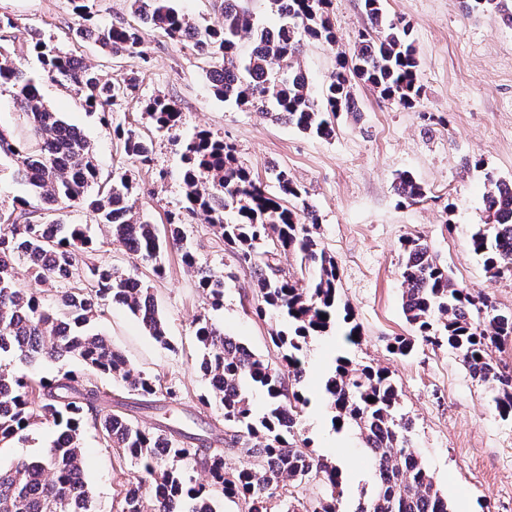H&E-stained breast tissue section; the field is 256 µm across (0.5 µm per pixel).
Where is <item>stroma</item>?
Returning <instances> with one entry per match:
<instances>
[{
    "label": "stroma",
    "mask_w": 512,
    "mask_h": 512,
    "mask_svg": "<svg viewBox=\"0 0 512 512\" xmlns=\"http://www.w3.org/2000/svg\"><path fill=\"white\" fill-rule=\"evenodd\" d=\"M387 13L410 24L418 51L423 96L405 108L382 99L370 87L356 88L358 111L341 114L332 138L317 139L251 109L217 98L205 77L208 61L188 46L159 33L149 35L150 61L133 55L111 60L91 41L75 39L83 24L69 0H0V17L13 21L0 30V42L21 52L27 71L41 64L29 50L32 31H40L60 48L97 66L103 78L129 74L141 79L143 97L164 95L183 114L184 129L206 128L232 144L242 162L260 177L271 166L287 167L305 188L319 215V237L340 266L339 296L361 327V343L346 347L341 330L311 340L305 353V392L309 406L301 417V437L319 454L339 461L347 485L346 504H353L370 485L373 469L358 434L334 431L321 380L340 351L360 364L388 368L414 422L413 445L453 512H512V418L502 419L456 355L448 349L417 345L406 358L392 355L387 343L411 335L401 311L398 275L401 242L422 236L452 270L455 280L493 297L512 310V275L486 274L481 257L467 245L474 225L484 223L483 194L487 175L512 182V27L491 15H466L464 0H386ZM335 45L305 42L301 67L313 94H320L335 71L338 55L365 26L361 0H334ZM42 95L69 123L78 126L94 146L102 171H111L124 155L100 113L87 111L73 91L46 80ZM156 169L170 171L166 182L135 171L139 189L134 209L161 221L179 209L183 194L175 172L180 158L167 134L154 138ZM407 171L424 186L427 199L411 204L399 197L395 184ZM65 219L86 226L97 256L112 260L152 287L167 319L170 348L147 335L125 307L107 306L100 331L136 368L158 376L182 391L171 411L128 407L146 426L179 420L181 428L199 435L214 448L223 435L211 431L212 415L198 409L207 384L197 363L194 321L211 316L226 334L240 338L257 354L278 362L269 340L272 322L257 317L248 302L256 292L253 273L225 252L213 229L201 221L187 226L188 244L201 263L233 272L224 290V307L212 310L195 273L179 251L163 256L165 273L114 245L90 213L63 211ZM85 480L97 512H110L126 479L114 471V457L95 431L83 437Z\"/></svg>",
    "instance_id": "obj_1"
}]
</instances>
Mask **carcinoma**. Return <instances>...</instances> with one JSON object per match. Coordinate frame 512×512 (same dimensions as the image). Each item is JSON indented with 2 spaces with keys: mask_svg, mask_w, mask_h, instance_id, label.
<instances>
[{
  "mask_svg": "<svg viewBox=\"0 0 512 512\" xmlns=\"http://www.w3.org/2000/svg\"><path fill=\"white\" fill-rule=\"evenodd\" d=\"M136 22L79 28L75 37L93 40L113 57L135 54L146 59L145 35L158 31L186 44L211 63L213 93L238 108H253L301 133L328 139L340 112L356 111L355 86L362 82L383 97L411 108L421 97L419 60L409 26L387 14L384 0H362L365 32L339 55L321 98L310 91L299 56L304 41L336 43L330 21L333 0H265L276 25L260 24L246 0H221L224 23L200 27L174 6V0H129ZM468 13L495 15L512 26V0H469ZM248 40L249 51H241ZM30 49L40 58L43 76L74 89L84 105L103 120L114 107L141 96L139 76L104 80L96 68L62 51L41 35ZM13 88L15 130H0V157L16 162V178L29 188L19 206L0 209V357L30 367L44 361L76 360L82 371L68 370L47 379L0 366V443L52 427L56 439L33 459L0 466V512H96L84 481V432H97L112 450L129 488L112 512H217L223 499L244 501L247 512H345L341 465L316 453L299 438L298 425L309 403L303 389L304 349L326 335L338 321L345 340L360 344V326L338 295L339 267L316 236L318 215L305 190L288 169L271 168L274 190H267L234 148L207 129L181 133L182 113L164 95L145 100L144 115L154 129L172 135L181 167L184 198L166 217L165 232L129 204L137 186L123 165L102 176L94 148L80 129L67 123L44 100L41 79L27 78L15 53L0 45V86ZM112 135L133 166L151 170L153 141L122 123ZM504 182L486 177L488 222L476 225L469 248L495 278L512 271V195ZM399 196L410 202L426 197L408 172L397 176ZM67 201L88 210L112 243L162 275V253L182 251L184 264L198 277L211 308L224 307V288L232 273L198 262L185 246V224L199 218L216 230L224 250L252 270L257 288L253 307L276 323L270 341L280 354L273 364L212 319L195 320L201 348L199 370L209 390L199 405L214 414L224 447L206 448L201 438L169 425L153 427L101 407L103 392L96 375L111 377L129 396L148 404L177 403L179 388L134 367L102 336L95 321L104 302H117L138 318L156 342L169 345L167 322L150 289L111 261L79 262L91 239L80 224L55 216L54 204ZM295 257L297 271H285L282 257ZM22 264L36 282L55 291L53 304L22 286ZM401 308L413 335L395 336L388 346L409 355L416 340L457 355L471 377L489 394L498 414L512 417V372L495 356L512 340V310L501 311L490 297L457 284L421 237L401 243ZM308 276L299 286V276ZM266 397L254 408L252 393ZM323 396L333 423L358 429L374 468L371 488L353 512H452L411 444L413 422L400 410L397 385L384 367L335 358ZM374 402H368V399ZM255 457L244 462L235 453ZM203 468L207 479L197 474ZM315 483L320 494L301 501L294 488Z\"/></svg>",
  "mask_w": 512,
  "mask_h": 512,
  "instance_id": "cac0c4a2",
  "label": "carcinoma"
}]
</instances>
